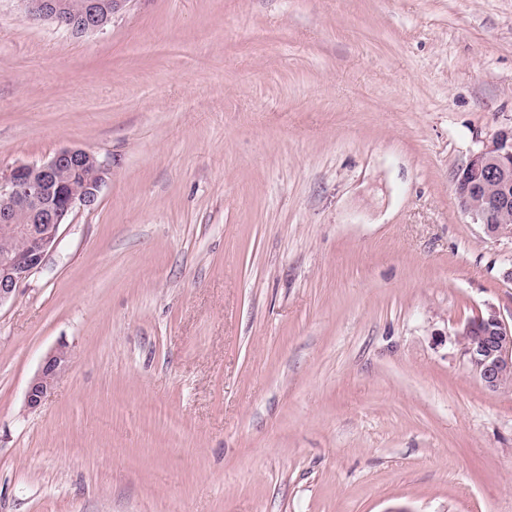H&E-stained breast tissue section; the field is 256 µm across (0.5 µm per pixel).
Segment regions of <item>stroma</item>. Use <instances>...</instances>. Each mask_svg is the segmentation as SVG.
<instances>
[{"label": "stroma", "instance_id": "stroma-1", "mask_svg": "<svg viewBox=\"0 0 512 512\" xmlns=\"http://www.w3.org/2000/svg\"><path fill=\"white\" fill-rule=\"evenodd\" d=\"M511 125L512 0H0V166H112L0 306V512H512L454 336L512 316L454 188ZM29 20L51 24L73 36L103 33L132 0H16ZM71 363L72 351L65 343L59 344L46 354L26 389L25 402L29 409L42 405L58 378L69 369Z\"/></svg>", "mask_w": 512, "mask_h": 512}]
</instances>
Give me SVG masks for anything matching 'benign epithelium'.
Returning <instances> with one entry per match:
<instances>
[{"instance_id": "benign-epithelium-1", "label": "benign epithelium", "mask_w": 512, "mask_h": 512, "mask_svg": "<svg viewBox=\"0 0 512 512\" xmlns=\"http://www.w3.org/2000/svg\"><path fill=\"white\" fill-rule=\"evenodd\" d=\"M28 19L51 24L73 36L102 33L131 0H17ZM110 164L79 147L65 148L40 164L0 167V237L17 241L0 250V306L41 272L57 246L60 229L77 208L96 205ZM464 212L488 236L512 238V127L483 143L455 175ZM473 373L490 391L512 385V323L490 306L456 330ZM72 363L62 343L50 350L30 380L26 406L40 407Z\"/></svg>"}]
</instances>
